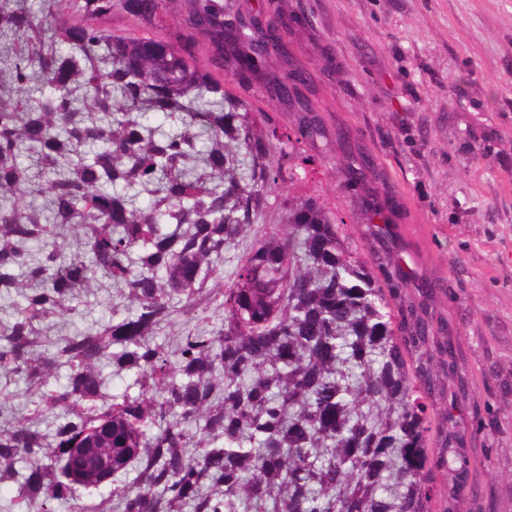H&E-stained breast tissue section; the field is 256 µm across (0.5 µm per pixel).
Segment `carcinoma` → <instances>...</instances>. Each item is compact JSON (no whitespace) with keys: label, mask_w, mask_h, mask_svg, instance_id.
<instances>
[{"label":"carcinoma","mask_w":512,"mask_h":512,"mask_svg":"<svg viewBox=\"0 0 512 512\" xmlns=\"http://www.w3.org/2000/svg\"><path fill=\"white\" fill-rule=\"evenodd\" d=\"M58 39L18 0H0V369L41 390L53 433L0 427L6 512H107L84 500L81 471L124 469L123 512H429L427 408L406 347L429 343L416 317L395 337L400 263L356 256L343 220L314 197L269 190L298 176L324 137L306 100L276 75L288 15L234 0H53ZM119 15L135 31L104 23ZM264 80L256 97L226 84ZM297 106L293 129L262 106ZM42 195L43 205L22 203ZM80 230L85 251L62 255ZM134 306L55 340L97 273ZM222 313L208 329L210 314ZM181 321L175 357L158 342ZM133 378L108 402L99 364ZM66 370L65 382L48 387ZM29 465L23 474L20 465Z\"/></svg>","instance_id":"1"}]
</instances>
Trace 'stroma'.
I'll use <instances>...</instances> for the list:
<instances>
[{
    "instance_id": "stroma-1",
    "label": "stroma",
    "mask_w": 512,
    "mask_h": 512,
    "mask_svg": "<svg viewBox=\"0 0 512 512\" xmlns=\"http://www.w3.org/2000/svg\"><path fill=\"white\" fill-rule=\"evenodd\" d=\"M288 53L308 80L301 93L329 138L302 182L268 196L319 197L345 220L364 256L399 257L406 273L395 333L412 315L432 328L429 355L456 375L425 394L429 512H512V0H287ZM371 160L365 187L349 168ZM385 222H368L366 199ZM73 327L133 311L109 278L80 292ZM15 416L36 417L40 392L0 372ZM455 436L444 442V417ZM464 455L465 472L447 464Z\"/></svg>"
}]
</instances>
